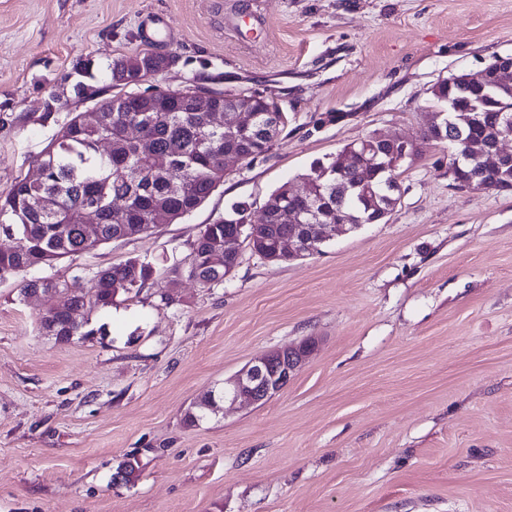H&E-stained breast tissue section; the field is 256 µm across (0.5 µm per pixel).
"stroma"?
<instances>
[{"label":"stroma","mask_w":512,"mask_h":512,"mask_svg":"<svg viewBox=\"0 0 512 512\" xmlns=\"http://www.w3.org/2000/svg\"><path fill=\"white\" fill-rule=\"evenodd\" d=\"M147 47L177 62L138 91H256L288 124L190 215L40 269L88 293L102 269L153 265L139 293L85 310L92 335L56 341L43 299L0 280V512H512V193L453 187L447 143L423 138L438 79L512 54V0H0V196ZM375 134L420 146L386 223L189 277L191 243L232 204L259 218L277 187ZM310 336L279 394L184 424Z\"/></svg>","instance_id":"35a3bbf8"}]
</instances>
